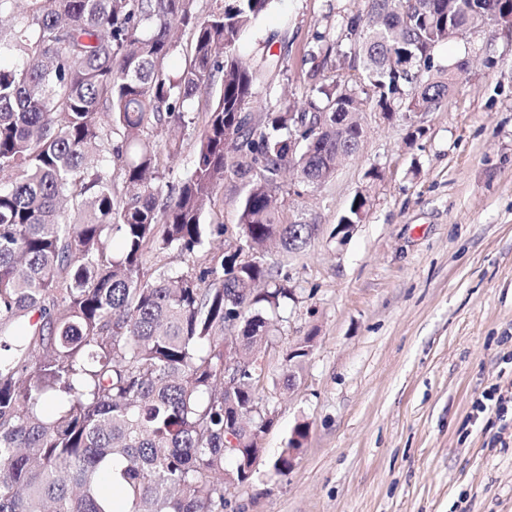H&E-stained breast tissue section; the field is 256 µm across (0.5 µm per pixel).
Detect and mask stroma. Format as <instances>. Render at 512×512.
<instances>
[{
  "mask_svg": "<svg viewBox=\"0 0 512 512\" xmlns=\"http://www.w3.org/2000/svg\"><path fill=\"white\" fill-rule=\"evenodd\" d=\"M370 0H276L239 46L267 61L260 105L305 107L318 39L335 40ZM448 96L427 111L373 102L358 152L285 212L319 230L272 254L294 291L262 348L274 411L250 484L224 512H512V23L436 47ZM368 198L348 235L336 226ZM312 337L291 391L289 347ZM307 437L287 473L273 462Z\"/></svg>",
  "mask_w": 512,
  "mask_h": 512,
  "instance_id": "1",
  "label": "stroma"
}]
</instances>
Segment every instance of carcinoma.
Wrapping results in <instances>:
<instances>
[{"mask_svg": "<svg viewBox=\"0 0 512 512\" xmlns=\"http://www.w3.org/2000/svg\"><path fill=\"white\" fill-rule=\"evenodd\" d=\"M212 2L0 0V512H224V492L253 476L271 412L252 363L224 391V336L247 357L275 336L293 291L268 253L311 239L278 205L283 177L329 181L363 128L340 80L312 86L299 112L255 111L262 67L238 47L275 0ZM509 14L512 0H372L345 38L381 111L404 95L406 111L429 110L449 70L419 85L413 64L449 29ZM180 30L190 51L168 71ZM216 85L192 170L165 191L159 155L176 157L190 102ZM229 178L256 256L145 268L151 250L193 256L224 235L202 218ZM365 204L357 193L340 223Z\"/></svg>", "mask_w": 512, "mask_h": 512, "instance_id": "carcinoma-1", "label": "carcinoma"}]
</instances>
